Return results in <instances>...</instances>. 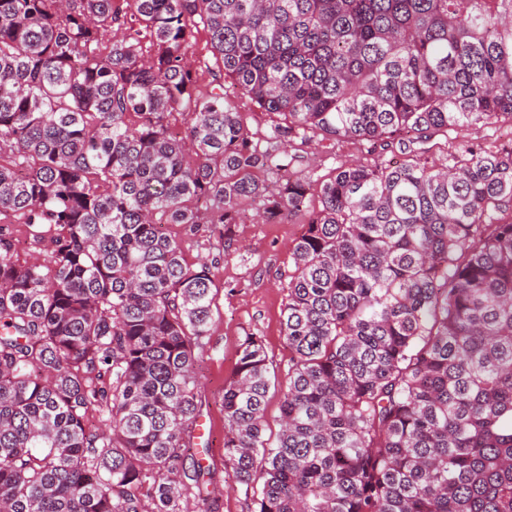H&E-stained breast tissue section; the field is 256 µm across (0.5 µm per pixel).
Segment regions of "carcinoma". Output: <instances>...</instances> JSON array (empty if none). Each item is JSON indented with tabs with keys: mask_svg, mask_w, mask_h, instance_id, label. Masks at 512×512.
I'll list each match as a JSON object with an SVG mask.
<instances>
[{
	"mask_svg": "<svg viewBox=\"0 0 512 512\" xmlns=\"http://www.w3.org/2000/svg\"><path fill=\"white\" fill-rule=\"evenodd\" d=\"M226 81L283 121L251 132ZM506 116L512 0H0V216L49 249L21 260L0 225V512H215V283L163 225L228 243L257 201L303 224L291 358L272 436V361L240 342L224 489L253 512H512V144L412 148ZM318 133L404 160L317 182L289 147Z\"/></svg>",
	"mask_w": 512,
	"mask_h": 512,
	"instance_id": "carcinoma-1",
	"label": "carcinoma"
}]
</instances>
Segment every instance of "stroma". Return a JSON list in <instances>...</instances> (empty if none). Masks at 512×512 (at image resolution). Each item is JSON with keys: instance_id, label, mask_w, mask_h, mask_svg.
Here are the masks:
<instances>
[{"instance_id": "1", "label": "stroma", "mask_w": 512, "mask_h": 512, "mask_svg": "<svg viewBox=\"0 0 512 512\" xmlns=\"http://www.w3.org/2000/svg\"><path fill=\"white\" fill-rule=\"evenodd\" d=\"M299 167L315 180H323L338 163L367 161L376 157L398 162V150L371 151L369 144L335 142L314 137L299 144ZM164 232L180 242L188 263L214 259L215 289L212 334L196 362L202 395V417L211 426L217 453L211 463L216 473L224 471V381L235 368L240 340L245 334L260 336L273 360L279 382L288 379L291 353L284 340L282 310L288 301V276L293 266L291 248L302 231L298 224H265L255 212L245 214L235 225L231 242H224L215 225L190 233L180 224H167Z\"/></svg>"}]
</instances>
